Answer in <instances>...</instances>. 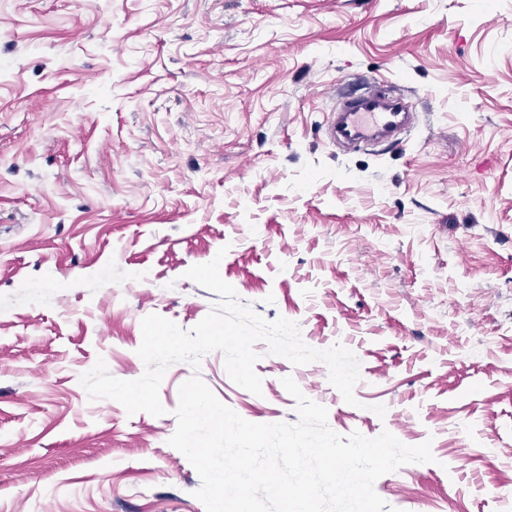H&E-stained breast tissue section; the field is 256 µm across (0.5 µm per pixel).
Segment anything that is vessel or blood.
Here are the masks:
<instances>
[{
	"label": "vessel or blood",
	"instance_id": "b4317fda",
	"mask_svg": "<svg viewBox=\"0 0 512 512\" xmlns=\"http://www.w3.org/2000/svg\"><path fill=\"white\" fill-rule=\"evenodd\" d=\"M409 120L405 107L381 93L344 101L336 114L327 116L324 126L330 138L356 146L391 138Z\"/></svg>",
	"mask_w": 512,
	"mask_h": 512
}]
</instances>
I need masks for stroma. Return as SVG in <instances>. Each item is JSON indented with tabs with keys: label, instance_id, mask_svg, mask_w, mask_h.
Wrapping results in <instances>:
<instances>
[{
	"label": "stroma",
	"instance_id": "35a3bbf8",
	"mask_svg": "<svg viewBox=\"0 0 512 512\" xmlns=\"http://www.w3.org/2000/svg\"><path fill=\"white\" fill-rule=\"evenodd\" d=\"M383 87L417 127L344 151L324 118ZM243 304L361 362L172 364L134 380L141 320ZM200 375L253 423H293L290 376L341 435L431 441L375 483L397 512H512V0H0V512H205L168 443ZM384 405L385 416L371 407Z\"/></svg>",
	"mask_w": 512,
	"mask_h": 512
}]
</instances>
